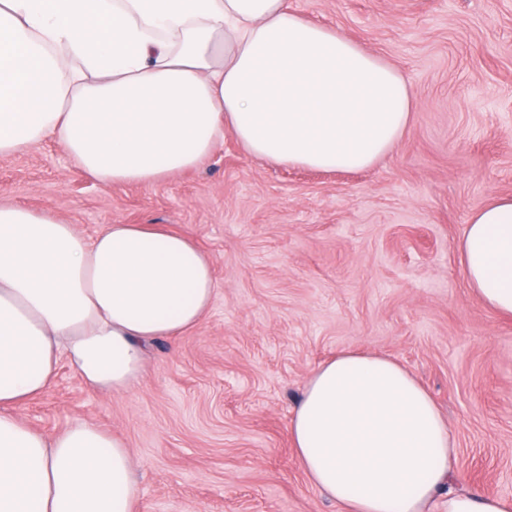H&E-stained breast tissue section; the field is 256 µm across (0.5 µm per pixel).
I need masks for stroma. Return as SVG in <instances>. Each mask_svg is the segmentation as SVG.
<instances>
[{
    "label": "stroma",
    "instance_id": "1",
    "mask_svg": "<svg viewBox=\"0 0 512 512\" xmlns=\"http://www.w3.org/2000/svg\"><path fill=\"white\" fill-rule=\"evenodd\" d=\"M287 2L403 75L404 135L358 172L273 166L228 135L151 188L102 185L52 140L1 157V202L88 238L113 223L178 230L215 281L202 323L155 342L129 392H91L64 364L17 414L121 439L135 512H341L301 469L289 423L321 362L381 354L445 414L462 486L512 498V318L473 293L459 255L471 216L512 196V0Z\"/></svg>",
    "mask_w": 512,
    "mask_h": 512
}]
</instances>
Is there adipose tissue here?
Wrapping results in <instances>:
<instances>
[{"instance_id": "ef3b65f1", "label": "adipose tissue", "mask_w": 512, "mask_h": 512, "mask_svg": "<svg viewBox=\"0 0 512 512\" xmlns=\"http://www.w3.org/2000/svg\"><path fill=\"white\" fill-rule=\"evenodd\" d=\"M414 108L402 74L286 0H0V157L56 141L93 180L152 187L225 134L269 163L361 170ZM480 300L512 317V196L459 245ZM212 260L148 224L93 238L0 203V512H134L128 448L83 421L45 433L16 414L68 361L97 392L128 391L150 346L199 326ZM310 483L343 512H427L453 477L448 423L394 359L342 351L307 379L290 421ZM446 512H512L492 490Z\"/></svg>"}]
</instances>
